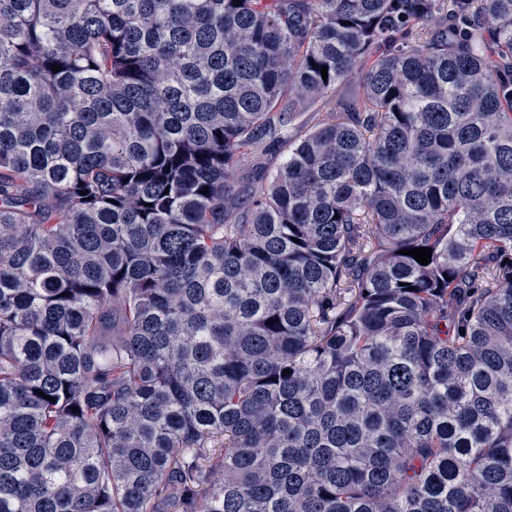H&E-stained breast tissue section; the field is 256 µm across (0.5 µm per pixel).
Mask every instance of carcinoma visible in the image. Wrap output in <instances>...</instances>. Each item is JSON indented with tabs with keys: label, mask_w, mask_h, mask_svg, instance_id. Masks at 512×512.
I'll return each instance as SVG.
<instances>
[{
	"label": "carcinoma",
	"mask_w": 512,
	"mask_h": 512,
	"mask_svg": "<svg viewBox=\"0 0 512 512\" xmlns=\"http://www.w3.org/2000/svg\"><path fill=\"white\" fill-rule=\"evenodd\" d=\"M175 496L512 512V0H0V512ZM361 75L355 76L349 82L336 89V93L324 99L307 104L299 113L291 134L295 138L308 134L317 124L323 112L330 111L336 104V99L355 95L360 92ZM285 156L284 145L274 149H265L263 145L250 149L237 170L239 185L245 190L260 187L262 182L257 175L260 172L273 174L283 164Z\"/></svg>",
	"instance_id": "1"
}]
</instances>
